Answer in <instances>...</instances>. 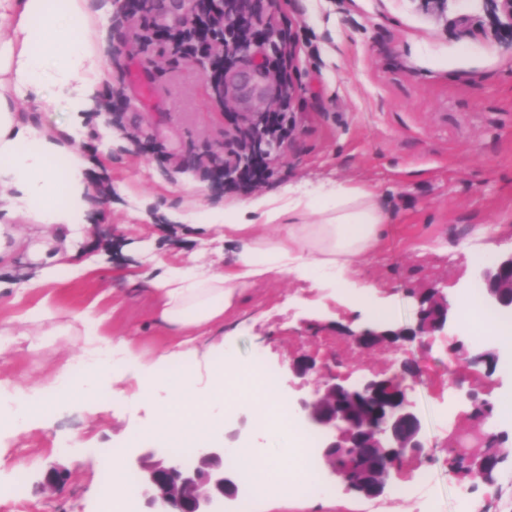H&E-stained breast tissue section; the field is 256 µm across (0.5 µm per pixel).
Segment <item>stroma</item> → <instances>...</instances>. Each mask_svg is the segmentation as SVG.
Returning a JSON list of instances; mask_svg holds the SVG:
<instances>
[{
	"mask_svg": "<svg viewBox=\"0 0 512 512\" xmlns=\"http://www.w3.org/2000/svg\"><path fill=\"white\" fill-rule=\"evenodd\" d=\"M492 16L491 0H278V25L297 44L290 73L295 132L272 154L270 175L256 193L368 186L389 214V230L383 249L348 288L264 279L245 290L211 342L230 347L242 363L261 358L292 407L330 375L351 383L391 377L403 361L415 360L420 373L403 384L423 427L417 467L431 477L403 499H367L331 483L315 499L275 491L255 501L254 512H424L429 502L438 512H512V457L489 480L448 475V451L461 434L478 448L488 429L503 431L512 448V425L473 413L474 400L511 392L512 376L484 362L448 364L460 347L470 356L501 353L495 337L473 345L453 312L447 328L421 344L387 339L363 349L350 338L374 324L361 294L390 309V330L412 328L432 291L453 305L478 287L469 252L487 242L497 253L512 249V47ZM135 32L113 12L101 94L121 88L118 123L107 125L96 111L83 115L80 147L92 161L95 189L89 226L68 247L53 237L63 267L46 287H30L38 266L27 251L0 266V320L44 302L90 310L103 316L107 335L133 339L148 360L166 346L167 333L153 318L147 281L166 266L219 271L239 252L223 228L196 226L201 213L237 199L214 188L196 164L201 149L224 154L237 107L212 108L197 65L170 62L164 50L148 61L127 52ZM490 224L495 233L482 238ZM81 262L86 270L75 271ZM40 343L34 353L1 354L0 379L35 388L81 357L76 337L44 336ZM303 357L315 369L299 378L290 366ZM93 402L89 410L63 398L46 422L0 430V512H18L9 488L19 475L31 512H101L102 449L127 446L155 412L104 387ZM224 409L211 399L208 411L223 423L202 431L201 442L232 437L265 448L253 404L230 417ZM54 465L68 478L50 493L40 482Z\"/></svg>",
	"mask_w": 512,
	"mask_h": 512,
	"instance_id": "35a3bbf8",
	"label": "stroma"
}]
</instances>
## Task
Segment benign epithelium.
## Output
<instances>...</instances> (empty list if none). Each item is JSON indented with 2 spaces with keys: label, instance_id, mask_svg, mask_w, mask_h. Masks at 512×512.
Segmentation results:
<instances>
[{
  "label": "benign epithelium",
  "instance_id": "obj_1",
  "mask_svg": "<svg viewBox=\"0 0 512 512\" xmlns=\"http://www.w3.org/2000/svg\"><path fill=\"white\" fill-rule=\"evenodd\" d=\"M231 0H175L181 12L177 26L154 23L156 0H122L124 16L149 29L150 38L132 40L133 50L148 57L156 44L175 50L179 36L195 43V52L179 54L193 61L208 73L207 91L216 107L236 99L252 112H262L272 97L265 82L269 79L267 65H257L250 73L231 74L233 60L250 54L257 40L275 44L278 35L272 29L248 40L232 42L227 58L210 55L208 46L214 42L213 27L190 25V19L222 15ZM501 31L512 40V0H492ZM485 303L494 310L512 315V251L488 260L480 274ZM448 302L433 300L420 307L415 327L400 331H376L365 328L352 334L360 345L375 343L382 336H404L412 342L442 331L448 326ZM305 423L321 434L319 447L322 460L329 465L330 479L349 493L376 498L385 493L391 473L404 463L417 461L424 452L422 425L408 399L406 389L396 381L367 379L347 384L333 378L307 398L298 402ZM231 448L222 444H205L199 448L190 465L170 459L166 452L150 449L131 459L128 467L137 472L138 498L145 512H215L213 507L233 499L239 491L238 478L224 467V458Z\"/></svg>",
  "mask_w": 512,
  "mask_h": 512
}]
</instances>
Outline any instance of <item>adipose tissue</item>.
Returning <instances> with one entry per match:
<instances>
[{"instance_id": "obj_1", "label": "adipose tissue", "mask_w": 512, "mask_h": 512, "mask_svg": "<svg viewBox=\"0 0 512 512\" xmlns=\"http://www.w3.org/2000/svg\"><path fill=\"white\" fill-rule=\"evenodd\" d=\"M111 12L110 0H0V262L10 259L6 243L16 238V223L27 224L35 235L48 227L71 233L90 211L91 161L78 146L79 126L82 113L96 107L106 79L105 22ZM22 102L39 108L64 104L69 128L54 131L25 119L18 110ZM247 212L277 225V233L257 234L243 218ZM310 213L317 214V222H307ZM387 221L377 193L360 185L340 184L320 196L292 194L284 204L267 196L241 201L224 220L225 239L241 245L232 264L217 273L170 268L150 281L157 321L175 333L154 361H143L132 340L106 336L101 317L90 312L66 317L49 305L28 310L18 321H0V353L17 344L20 321L50 324L54 336L80 337L89 371L82 384L70 388L69 400L90 401L99 383L131 373L135 385L124 398L155 402L157 412L137 439L161 438L177 446L204 409L196 369L184 358L223 323L241 291L273 273L314 288L329 276L347 282L357 264L382 246ZM159 391L164 400H156ZM268 436L275 455L247 444L236 450L242 477L261 497L290 469L287 429L272 424Z\"/></svg>"}]
</instances>
